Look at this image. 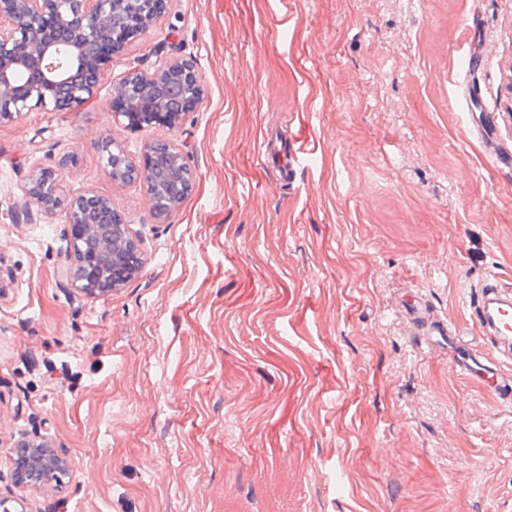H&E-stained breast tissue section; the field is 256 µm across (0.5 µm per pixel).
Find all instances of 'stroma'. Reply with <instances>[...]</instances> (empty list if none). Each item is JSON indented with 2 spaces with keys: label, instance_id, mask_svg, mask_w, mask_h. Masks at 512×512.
<instances>
[{
  "label": "stroma",
  "instance_id": "1",
  "mask_svg": "<svg viewBox=\"0 0 512 512\" xmlns=\"http://www.w3.org/2000/svg\"><path fill=\"white\" fill-rule=\"evenodd\" d=\"M489 60L470 75L465 55ZM193 58L206 98L172 132L112 119V82ZM482 86L512 143V0H165L88 101L0 124V499L10 512H512V404L399 310L463 328L512 289V173L467 135ZM276 135V159L258 141ZM172 137L196 174L168 219L112 182ZM317 143L293 160L294 136ZM146 265L90 297L59 275L63 213L22 207L62 155ZM72 474L19 486V441Z\"/></svg>",
  "mask_w": 512,
  "mask_h": 512
}]
</instances>
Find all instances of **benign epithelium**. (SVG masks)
<instances>
[{
	"label": "benign epithelium",
	"instance_id": "7a95c632",
	"mask_svg": "<svg viewBox=\"0 0 512 512\" xmlns=\"http://www.w3.org/2000/svg\"><path fill=\"white\" fill-rule=\"evenodd\" d=\"M159 13L155 0H0V124L31 112L69 110L92 98L127 35L147 31ZM205 97L191 60H174L152 72L132 67L112 83V100L124 103L112 116L130 131L152 126L173 131ZM160 146L192 192L195 173L172 140L146 145L141 161L110 137L101 140L100 150L112 181L145 183ZM22 199L24 206L35 204L50 215L64 211L71 239L61 272L77 291L105 296L143 270L141 239L110 197L94 190L71 196L58 169L47 166L31 172ZM40 447L36 440L19 445L22 465L12 470L18 485L28 486V476H37L30 455Z\"/></svg>",
	"mask_w": 512,
	"mask_h": 512
}]
</instances>
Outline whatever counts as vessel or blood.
<instances>
[{
	"label": "vessel or blood",
	"mask_w": 512,
	"mask_h": 512,
	"mask_svg": "<svg viewBox=\"0 0 512 512\" xmlns=\"http://www.w3.org/2000/svg\"><path fill=\"white\" fill-rule=\"evenodd\" d=\"M495 119L487 117L484 124L471 127L470 132L484 144L489 154L498 160H512V146L496 138ZM404 312L416 329L430 336H454L456 324L447 318H435L428 305L419 298L404 307ZM474 327L478 337L494 342L496 356L477 357L459 345L449 347L451 364L459 368L462 375L485 376L493 382L498 395L512 391V370L505 368V359L512 357V291L491 283L477 297L474 310Z\"/></svg>",
	"instance_id": "vessel-or-blood-1"
}]
</instances>
